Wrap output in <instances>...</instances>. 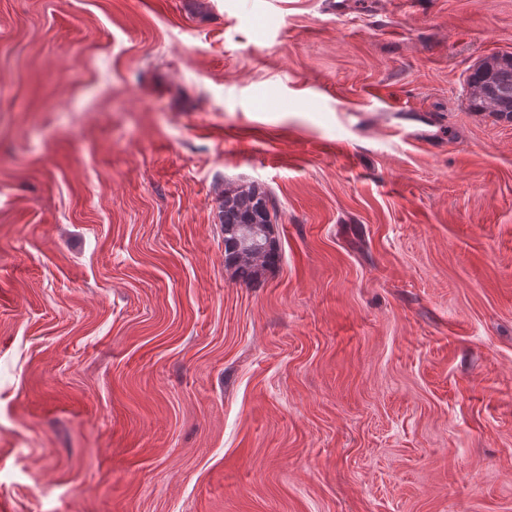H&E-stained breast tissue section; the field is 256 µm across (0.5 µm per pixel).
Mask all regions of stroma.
Returning a JSON list of instances; mask_svg holds the SVG:
<instances>
[{
    "label": "stroma",
    "mask_w": 512,
    "mask_h": 512,
    "mask_svg": "<svg viewBox=\"0 0 512 512\" xmlns=\"http://www.w3.org/2000/svg\"><path fill=\"white\" fill-rule=\"evenodd\" d=\"M495 52L512 0H0V512H512ZM483 80V76L481 74V65L478 64L476 68L472 69L469 75L466 78V85L469 92V98L471 102V107L478 112H493L497 116L501 118H505L508 121L512 120V76L509 79V87L507 94H501L497 96V100L500 103V107L498 110L493 111L485 106L484 102L473 96V89L477 83H480ZM471 90V92H470ZM220 213V222L224 228L225 263L234 266L235 274L241 281H257L264 270L273 265L278 258V245L275 247L271 241L265 249L263 240L265 230L261 224L268 225L269 229L272 224L269 194L258 185L226 190ZM240 224L242 225L238 235L231 242L234 252L240 258H252L265 249L261 260L240 259L231 253L229 241L233 235L230 231ZM257 261L261 263L258 264Z\"/></svg>",
    "instance_id": "stroma-1"
}]
</instances>
